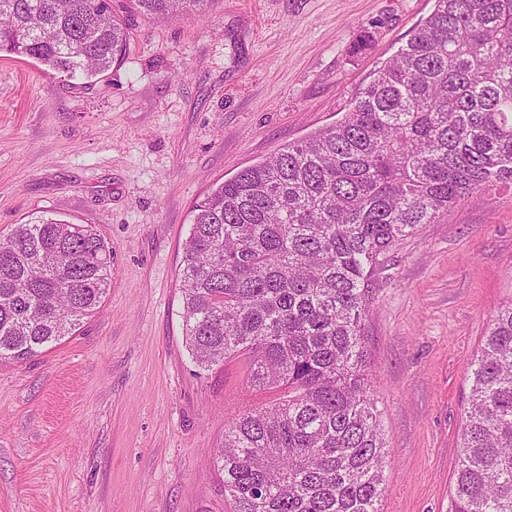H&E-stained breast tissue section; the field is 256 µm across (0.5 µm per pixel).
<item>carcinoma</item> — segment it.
<instances>
[{"mask_svg": "<svg viewBox=\"0 0 512 512\" xmlns=\"http://www.w3.org/2000/svg\"><path fill=\"white\" fill-rule=\"evenodd\" d=\"M209 0H129L170 19ZM112 0H0V54L91 80L127 49ZM512 186V0H436L334 125L213 187L181 269L198 368L244 358L248 388L214 451L231 512H380L387 449L365 342L389 253L461 201ZM112 250L40 215L0 241V362L97 312ZM453 512H512V303L469 364Z\"/></svg>", "mask_w": 512, "mask_h": 512, "instance_id": "cac0c4a2", "label": "carcinoma"}]
</instances>
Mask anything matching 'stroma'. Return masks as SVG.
<instances>
[{
	"label": "stroma",
	"mask_w": 512,
	"mask_h": 512,
	"mask_svg": "<svg viewBox=\"0 0 512 512\" xmlns=\"http://www.w3.org/2000/svg\"><path fill=\"white\" fill-rule=\"evenodd\" d=\"M435 0H210L126 14L100 78L0 57V236L48 215L112 249L98 314L0 362V512H230L214 448L248 363H192L180 269L210 187L339 120ZM512 302V186L466 200L371 281V391L388 449L381 512H451L467 367ZM209 0H129L126 9L147 17L170 19L187 12L203 13Z\"/></svg>",
	"instance_id": "35a3bbf8"
}]
</instances>
